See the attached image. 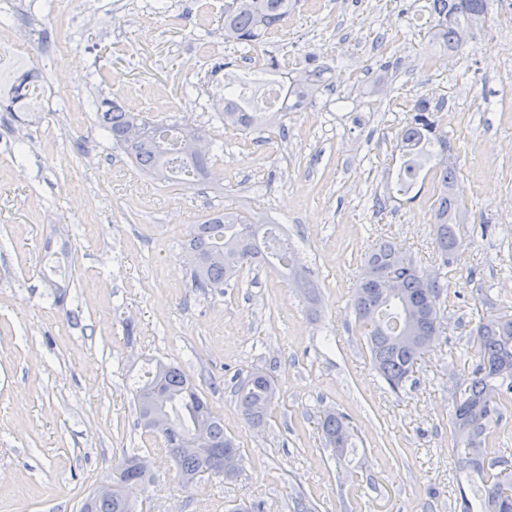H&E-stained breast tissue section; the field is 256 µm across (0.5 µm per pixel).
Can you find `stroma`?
<instances>
[{
  "instance_id": "obj_1",
  "label": "stroma",
  "mask_w": 512,
  "mask_h": 512,
  "mask_svg": "<svg viewBox=\"0 0 512 512\" xmlns=\"http://www.w3.org/2000/svg\"><path fill=\"white\" fill-rule=\"evenodd\" d=\"M227 0H0L30 34L28 54L50 85L37 122L0 124V512H79L125 457L148 461L138 512H457L459 459L449 421L457 369L483 293L512 314V0H490L473 39L446 67L418 10L424 0H298L258 46L224 41ZM121 30L100 27L98 8ZM152 40L139 37L141 29ZM206 57L185 70L198 46ZM343 71L286 136L226 130L212 103L224 75L272 60ZM383 79L387 96L374 94ZM205 129L224 180L200 195L135 169L100 130L96 103ZM447 131L471 222L450 266L434 250L431 202L373 204L399 166L398 133L417 98ZM228 210L279 217L314 285L317 305L267 266L237 284L194 288L185 260L192 224ZM62 239L70 279L56 303L42 242ZM409 249L446 284L443 332L417 382L395 392L373 369L351 309L366 253L381 240ZM179 365L240 447L230 476L184 483L162 437L137 423L132 378L146 359ZM254 371L279 399L263 426L243 419L234 390ZM347 414L356 454L337 458L319 427Z\"/></svg>"
}]
</instances>
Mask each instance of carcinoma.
Returning a JSON list of instances; mask_svg holds the SVG:
<instances>
[{
    "label": "carcinoma",
    "mask_w": 512,
    "mask_h": 512,
    "mask_svg": "<svg viewBox=\"0 0 512 512\" xmlns=\"http://www.w3.org/2000/svg\"><path fill=\"white\" fill-rule=\"evenodd\" d=\"M295 0H230L224 7V42L254 45L267 31L288 18ZM434 18L432 39L453 53L464 50L473 36L472 17L487 15L489 0H426ZM326 68L296 73L287 78L290 98L282 107L292 112L308 105L324 88ZM31 75L16 81L9 95L0 93L6 103L0 118L19 128L36 121V113L20 111ZM249 102L224 94L219 113L224 128L244 132L254 128L276 129L285 134L276 112H249ZM99 127L120 147L139 169L164 182H182L183 175L206 178L209 153L197 142L206 140L205 131L189 124L173 125L152 120L126 110L118 101L98 102ZM401 165L397 191L409 194L427 171L437 179L432 203L435 247L442 266L462 245L461 225L468 223L466 202L458 185L456 170L448 162V133L440 129L426 98L418 99L399 134ZM434 165L425 168V163ZM266 225L254 224L248 217L217 211L191 227L188 241L191 275L195 287L222 288L246 264L255 262L296 271L294 253L288 243H272ZM394 278L398 290L390 295L382 288ZM444 287L429 279L409 250L391 240L379 242L364 261L354 286L351 305L356 320L367 337L370 359L387 386L394 392L413 382L418 361L435 336L439 335ZM485 308L473 329L475 353L470 370L457 381L450 419L455 447L464 471L465 484L458 485L459 512H512V465L493 447L490 425L500 424L512 406V316L498 312L490 296H481ZM276 384L265 373L255 372L236 389L237 404L252 425L264 423L276 396ZM139 420L152 429L159 416L167 421L164 438L168 456L183 481L193 482L201 474L222 472L217 453L239 454L234 441L224 434L223 422L212 412L207 398L175 365H156L148 380L135 392ZM325 442L343 456L351 445V429L341 414L327 413L321 423ZM185 448L198 452L188 454ZM128 484H117L110 497H88L80 512H136L138 493L149 475L137 469V458H127L121 466Z\"/></svg>",
    "instance_id": "carcinoma-1"
}]
</instances>
